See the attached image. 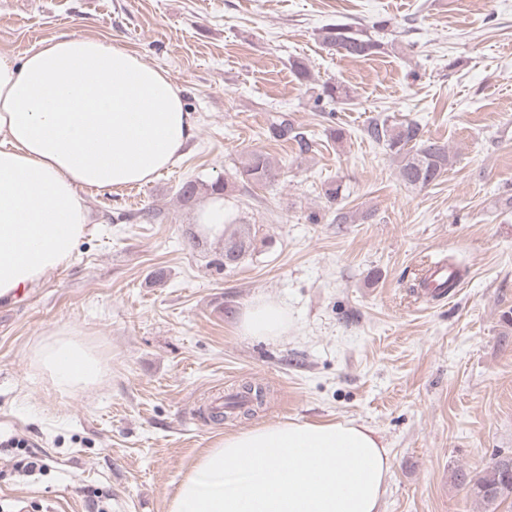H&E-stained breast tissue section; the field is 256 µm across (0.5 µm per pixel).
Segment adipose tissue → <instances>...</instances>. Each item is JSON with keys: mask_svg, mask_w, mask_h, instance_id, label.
Returning a JSON list of instances; mask_svg holds the SVG:
<instances>
[{"mask_svg": "<svg viewBox=\"0 0 512 512\" xmlns=\"http://www.w3.org/2000/svg\"><path fill=\"white\" fill-rule=\"evenodd\" d=\"M194 129L167 71L117 43L60 35L20 60L0 54V300L70 261L88 221L86 190L152 181ZM239 330L277 339L288 311L254 300ZM33 358L60 392L106 372L68 332L39 343ZM390 466L377 432L352 420L255 426L206 449L170 512H383Z\"/></svg>", "mask_w": 512, "mask_h": 512, "instance_id": "ef3b65f1", "label": "adipose tissue"}]
</instances>
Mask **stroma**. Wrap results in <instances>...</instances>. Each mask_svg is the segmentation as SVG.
<instances>
[{"instance_id": "stroma-1", "label": "stroma", "mask_w": 512, "mask_h": 512, "mask_svg": "<svg viewBox=\"0 0 512 512\" xmlns=\"http://www.w3.org/2000/svg\"><path fill=\"white\" fill-rule=\"evenodd\" d=\"M381 18L387 46L366 59L320 38L340 19ZM63 34L166 69L196 125L137 201L87 191L91 222L70 262L0 303V436L47 463L27 476L23 452H0V512H168L217 438L282 419L372 427L391 456L384 512H485L456 476L512 455V211L496 204L512 194V0H0V52L19 60ZM326 82L349 103L315 102ZM278 112L309 149L273 138ZM385 115L447 144L455 164L439 182L405 186L363 137ZM254 149L276 177L226 193L230 217L262 240L228 272L196 213ZM188 181L201 189L187 200ZM336 182L355 223L332 221L324 188ZM448 258L467 269L460 285L423 301L422 263ZM260 297L287 308L286 336L239 332ZM62 330L106 360L99 383L59 393L38 372L33 347ZM247 382L266 389L257 415L201 414Z\"/></svg>"}]
</instances>
